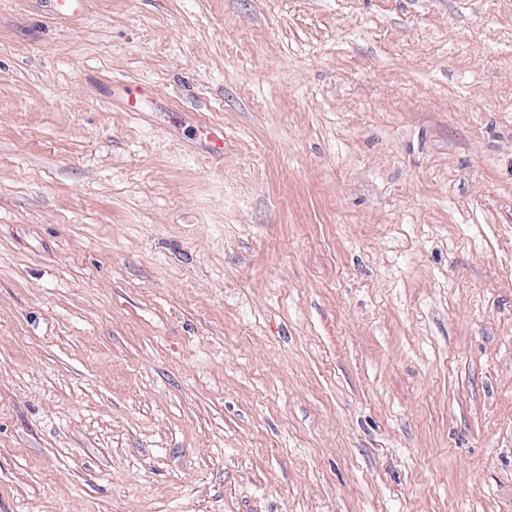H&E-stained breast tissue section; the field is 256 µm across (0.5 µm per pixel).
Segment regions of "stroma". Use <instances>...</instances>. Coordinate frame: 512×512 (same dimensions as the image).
Returning <instances> with one entry per match:
<instances>
[{
  "label": "stroma",
  "mask_w": 512,
  "mask_h": 512,
  "mask_svg": "<svg viewBox=\"0 0 512 512\" xmlns=\"http://www.w3.org/2000/svg\"><path fill=\"white\" fill-rule=\"evenodd\" d=\"M0 512H512V0H0ZM43 12L58 21L79 17L87 8L88 0H40Z\"/></svg>",
  "instance_id": "obj_1"
}]
</instances>
